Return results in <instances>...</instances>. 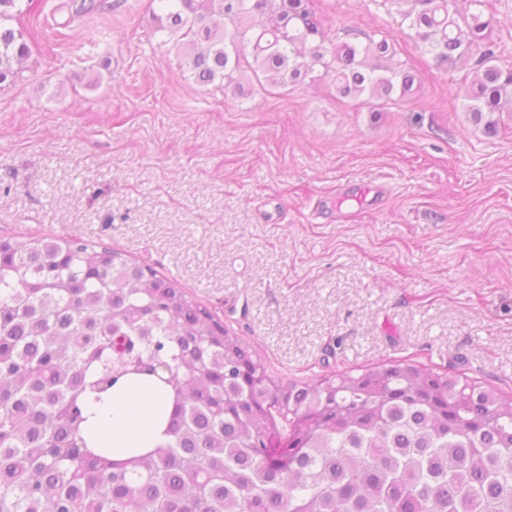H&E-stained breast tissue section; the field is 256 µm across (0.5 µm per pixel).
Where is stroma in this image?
I'll return each mask as SVG.
<instances>
[{
	"mask_svg": "<svg viewBox=\"0 0 512 512\" xmlns=\"http://www.w3.org/2000/svg\"><path fill=\"white\" fill-rule=\"evenodd\" d=\"M47 0L0 84V237L56 234L177 280L281 383L412 359L512 395V112L474 123L396 0H314L418 74L379 111L324 82L191 77L157 0ZM67 31H60L61 22Z\"/></svg>",
	"mask_w": 512,
	"mask_h": 512,
	"instance_id": "obj_1",
	"label": "stroma"
}]
</instances>
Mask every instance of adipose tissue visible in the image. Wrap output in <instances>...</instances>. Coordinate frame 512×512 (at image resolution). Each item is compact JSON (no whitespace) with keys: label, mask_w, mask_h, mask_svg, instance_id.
<instances>
[{"label":"adipose tissue","mask_w":512,"mask_h":512,"mask_svg":"<svg viewBox=\"0 0 512 512\" xmlns=\"http://www.w3.org/2000/svg\"><path fill=\"white\" fill-rule=\"evenodd\" d=\"M94 417L87 430L93 447L115 457L131 456L152 448L160 439L171 400L160 389L131 382L113 390L102 401L90 403Z\"/></svg>","instance_id":"adipose-tissue-1"}]
</instances>
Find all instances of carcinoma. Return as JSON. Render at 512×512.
Returning a JSON list of instances; mask_svg holds the SVG:
<instances>
[{
	"label": "carcinoma",
	"mask_w": 512,
	"mask_h": 512,
	"mask_svg": "<svg viewBox=\"0 0 512 512\" xmlns=\"http://www.w3.org/2000/svg\"><path fill=\"white\" fill-rule=\"evenodd\" d=\"M0 0V85L29 53L40 0ZM156 31L194 79L326 81L336 97L414 94L386 38L330 36L309 0H160ZM424 53L474 63V122L512 107L485 0H396ZM19 27L14 28L10 22ZM130 375L173 398L162 440L113 458L84 396ZM0 512H512V397L395 362L283 385L175 281L104 245L0 237Z\"/></svg>",
	"instance_id": "obj_1"
}]
</instances>
